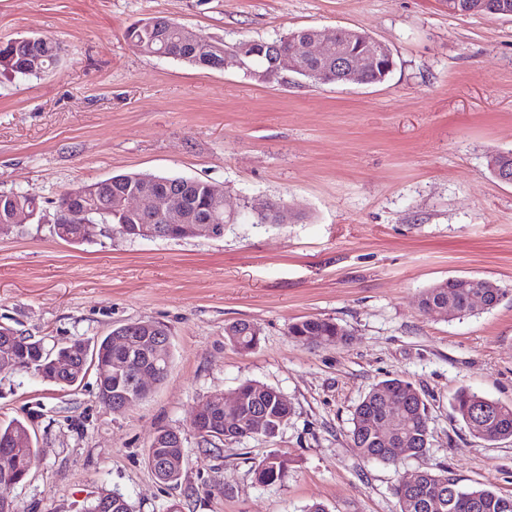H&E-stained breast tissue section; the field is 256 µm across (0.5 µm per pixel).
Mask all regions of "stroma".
<instances>
[{
	"label": "stroma",
	"instance_id": "1",
	"mask_svg": "<svg viewBox=\"0 0 512 512\" xmlns=\"http://www.w3.org/2000/svg\"><path fill=\"white\" fill-rule=\"evenodd\" d=\"M154 16L229 45L352 28L396 66L377 84L200 69L128 43ZM34 35L58 62L0 70V192L35 194L51 215L64 189L142 173L207 181L243 214L220 238L0 234V325L63 346L158 321L173 352L167 379L119 410L92 370L64 389L0 371V422L23 421L35 447L27 479L0 488L14 512H86L113 493L131 512H397L395 486L428 465L512 495V441L474 439L451 407L463 387L512 405V184L489 170L512 151V16L452 15L448 0H0V43ZM268 200L287 223H260L252 208ZM473 277L505 299L462 318L420 310L423 289ZM306 317L347 340L296 342L288 329ZM238 320L261 330L247 354L224 335ZM393 377L425 396L430 437L426 457L388 465L362 458L349 430ZM246 381L284 394L290 416L275 437L209 450L196 408ZM162 429L183 437L175 486L147 462ZM271 455L288 476L259 484Z\"/></svg>",
	"mask_w": 512,
	"mask_h": 512
}]
</instances>
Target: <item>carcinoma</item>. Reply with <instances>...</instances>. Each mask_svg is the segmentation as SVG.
I'll use <instances>...</instances> for the list:
<instances>
[{
  "instance_id": "carcinoma-1",
  "label": "carcinoma",
  "mask_w": 512,
  "mask_h": 512,
  "mask_svg": "<svg viewBox=\"0 0 512 512\" xmlns=\"http://www.w3.org/2000/svg\"><path fill=\"white\" fill-rule=\"evenodd\" d=\"M461 7L458 14H470L472 7L482 4L479 13L492 15L503 7L512 10V0H458ZM313 31L311 27L299 28L288 32L274 42L283 50H293L296 43L307 40ZM131 44L136 48L149 47L147 54L169 55L194 67L215 69L217 62L211 42L202 41L187 45L180 41L176 22L165 17H154L144 24L132 26L127 34ZM303 76L315 83L341 82L340 70L336 66V56L315 62L307 56L298 58ZM112 195H119L129 189L139 187L142 181L134 173L113 176ZM176 197L190 196L200 208L208 203V182L194 181L184 189L175 190ZM54 232L58 238L67 242H82L88 235L85 224H56ZM489 280L473 278L467 284L452 283L448 280L424 289L419 297L420 309L431 316H440L441 310L448 309L459 317L473 315L483 310L494 308L506 295L503 288H489ZM130 326L138 329L142 337L154 338L160 333L169 335L165 325L153 321H137ZM124 327L114 329L110 334L89 345L76 342L54 350L56 354L68 353L78 365L70 375L55 382L65 388L82 381L86 371L79 368L84 356L104 355L109 351L115 336ZM229 342L241 353L252 351L260 342V328L255 323L239 320L229 324L224 330ZM289 334L300 343H323L336 345L344 342L347 331L337 323L320 318L300 320L289 327ZM46 352L39 340L22 336L11 328L0 325V359L10 358L14 361L31 362ZM133 369L112 373V381L106 386H98L100 400L111 405L112 397H132L135 386L132 381ZM234 394L238 398V407L233 413L236 426L232 429L221 427L220 409L215 406L207 415L193 418L198 435L210 444L226 439L246 437H272L281 424L291 414V407L282 401L280 392L275 388L257 381L239 385ZM486 397L461 388L456 393L453 411L470 436L483 442L493 444L512 440V406L491 401L493 409L480 415L474 412L476 407L484 406ZM429 411L425 398L412 383L392 378L375 384L357 404L350 430V440L360 456L367 460L395 465L403 458L423 457L429 444ZM27 426L18 419L5 424L0 423V453L11 454V473L23 476L29 470V459L34 448L12 447L13 436ZM181 449L160 436L157 444L150 445L147 461L153 462L157 457L178 458ZM288 472L286 460L274 455L264 459L254 468L256 482L272 484L282 480ZM398 512H512V496L501 495L486 485L465 487L440 468L426 467L419 471L417 486L407 488L402 485L394 489Z\"/></svg>"
}]
</instances>
